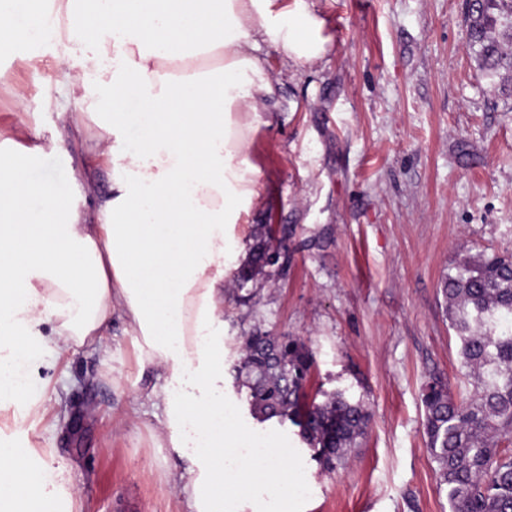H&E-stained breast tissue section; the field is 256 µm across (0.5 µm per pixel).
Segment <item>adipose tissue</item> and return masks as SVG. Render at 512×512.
I'll return each mask as SVG.
<instances>
[{"label":"adipose tissue","mask_w":512,"mask_h":512,"mask_svg":"<svg viewBox=\"0 0 512 512\" xmlns=\"http://www.w3.org/2000/svg\"><path fill=\"white\" fill-rule=\"evenodd\" d=\"M51 12L0 0V49L43 38L53 18L77 70L59 108L105 111L101 154L112 194L88 210L30 183L39 146L0 150V400L42 414L28 367L45 349L103 342L120 313L138 364L164 384L162 440L183 461L188 512H274L298 496L287 449L254 448L224 399V279L239 254L237 226L258 197L248 158L274 93L262 43L290 59H321L312 0H50ZM51 324L43 334V324ZM260 484L265 496L252 493ZM27 449L0 444V491L11 512H56Z\"/></svg>","instance_id":"adipose-tissue-1"}]
</instances>
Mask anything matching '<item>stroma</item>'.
Here are the masks:
<instances>
[{"instance_id": "stroma-1", "label": "stroma", "mask_w": 512, "mask_h": 512, "mask_svg": "<svg viewBox=\"0 0 512 512\" xmlns=\"http://www.w3.org/2000/svg\"><path fill=\"white\" fill-rule=\"evenodd\" d=\"M315 9L321 59L261 49L275 94L259 107L249 149L259 196L237 230L247 251L272 226L288 265L242 287L224 280V396L252 436L290 448L309 491L288 512H450L422 393L435 376L455 399L473 392L441 279L463 256L512 254V94L477 71L463 0H315ZM68 74L51 39L0 51V131H27V145L45 147L28 174L52 182L61 201L90 203L112 193L111 165L90 150L102 115L83 116L67 151L46 148L61 126L49 98ZM256 332L306 343L309 396L345 389L364 400L369 427L334 472L297 427L252 415L235 365ZM159 383L113 315L106 346L38 357L32 385L44 412L19 424L20 403L0 402V440L28 449L60 512H183L181 464L158 439L165 415L145 398Z\"/></svg>"}]
</instances>
